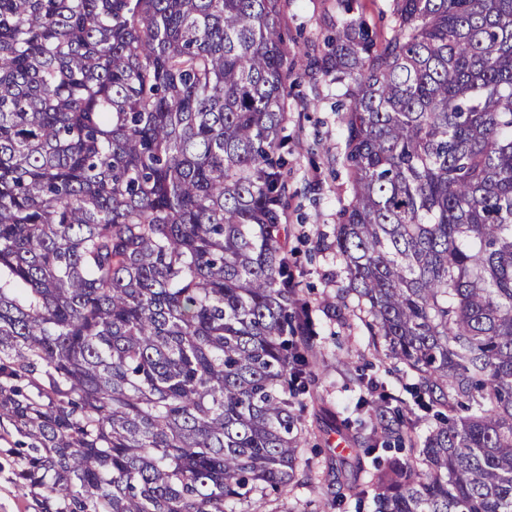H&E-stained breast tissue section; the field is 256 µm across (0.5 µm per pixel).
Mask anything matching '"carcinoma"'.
<instances>
[{
	"label": "carcinoma",
	"mask_w": 512,
	"mask_h": 512,
	"mask_svg": "<svg viewBox=\"0 0 512 512\" xmlns=\"http://www.w3.org/2000/svg\"><path fill=\"white\" fill-rule=\"evenodd\" d=\"M282 0H0V427L38 512H268L321 354L284 222L288 80L349 82L335 316L378 402L320 512H512V0H393L311 59ZM412 459L367 469L376 448Z\"/></svg>",
	"instance_id": "obj_1"
}]
</instances>
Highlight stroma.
I'll list each match as a JSON object with an SVG mask.
<instances>
[{
    "label": "stroma",
    "mask_w": 512,
    "mask_h": 512,
    "mask_svg": "<svg viewBox=\"0 0 512 512\" xmlns=\"http://www.w3.org/2000/svg\"><path fill=\"white\" fill-rule=\"evenodd\" d=\"M284 16L289 47L316 57L322 56L337 23L347 18L341 0H286ZM346 90V84L314 70L291 79L286 132L294 162L288 177L287 222L292 227L288 246L297 262L299 293L309 303L322 349L314 369L313 394L328 409L355 419L356 404L376 398L382 387L398 397L403 409L414 411L418 405L410 372L377 359L360 311H347L342 322L333 315L344 265L322 240L331 236L342 205L351 198L343 163ZM306 425L309 433L301 457L309 464L311 478L289 488L291 512H315L322 494L336 488L326 459L343 456L338 436L325 431L321 416L307 413ZM16 438L15 432L0 430V512H36L31 498L13 482L8 450Z\"/></svg>",
    "instance_id": "stroma-1"
}]
</instances>
